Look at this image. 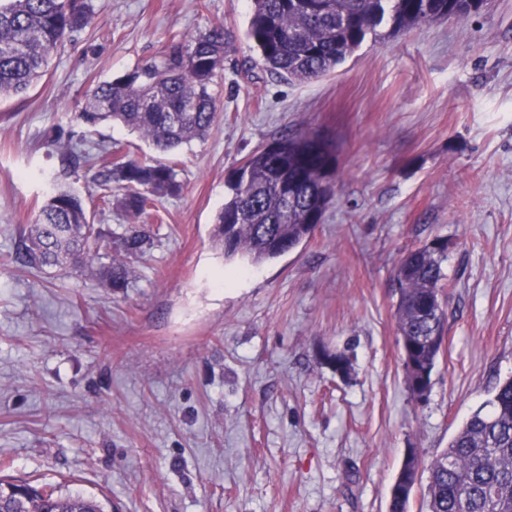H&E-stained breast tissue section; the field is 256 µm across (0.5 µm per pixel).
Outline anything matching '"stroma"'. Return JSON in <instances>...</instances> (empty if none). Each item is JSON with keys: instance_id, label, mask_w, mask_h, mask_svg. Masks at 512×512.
<instances>
[{"instance_id": "obj_1", "label": "stroma", "mask_w": 512, "mask_h": 512, "mask_svg": "<svg viewBox=\"0 0 512 512\" xmlns=\"http://www.w3.org/2000/svg\"><path fill=\"white\" fill-rule=\"evenodd\" d=\"M95 27L0 101V478L106 512H388L407 449L433 459L512 377V0L365 41L300 83L258 66L248 0H92ZM228 37L218 119L173 154L78 117L93 86L214 24ZM311 129L337 148L314 234L254 266L213 244L245 158ZM177 160L180 193L142 215L99 200L70 147ZM78 193L125 287L16 259L54 188ZM144 226L143 250L118 244ZM448 238L447 334L412 397L392 286L403 253ZM345 353L348 377L330 359Z\"/></svg>"}]
</instances>
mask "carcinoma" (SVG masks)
Wrapping results in <instances>:
<instances>
[{
	"label": "carcinoma",
	"instance_id": "carcinoma-1",
	"mask_svg": "<svg viewBox=\"0 0 512 512\" xmlns=\"http://www.w3.org/2000/svg\"><path fill=\"white\" fill-rule=\"evenodd\" d=\"M247 36L264 68L290 81L308 82L336 69L369 37L409 31L448 17L468 18L488 0H250ZM91 0H0V99L23 97L46 72L50 57L74 33L96 25ZM224 25L189 44L144 60L124 76L96 86L80 119L89 127L121 124L160 152H172L205 136L217 119L213 86L224 70ZM74 146L75 166L103 159L97 174L105 203L141 214L153 198L181 191L175 169L134 158H109ZM336 146L312 130L283 135L254 150L234 173L230 194L216 218L213 242L224 255L253 265L276 259L308 239L335 194ZM147 233L132 227L122 237L135 252ZM105 249L82 198L57 188L43 202L21 239L18 260L45 268L88 263L110 288L125 282L124 270L101 263ZM448 239L435 237L410 249L394 273L397 330L412 395L415 368L433 372L446 335L441 296ZM409 467L429 473V512H512V378L496 385L486 407L459 428L448 448L429 464L410 453ZM0 512H103L78 493L0 479Z\"/></svg>",
	"mask_w": 512,
	"mask_h": 512
}]
</instances>
